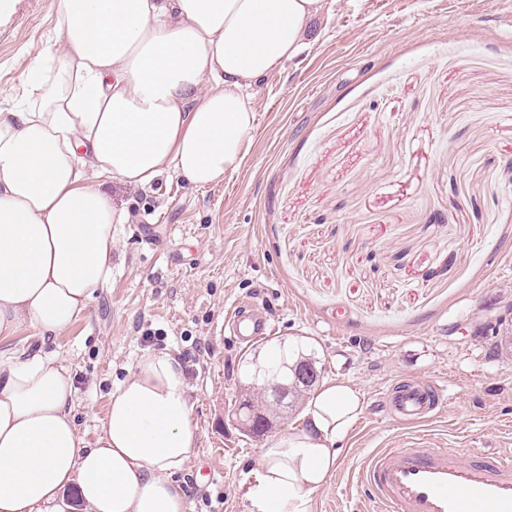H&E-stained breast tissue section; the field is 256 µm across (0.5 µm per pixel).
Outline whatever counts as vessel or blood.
Here are the masks:
<instances>
[{
  "mask_svg": "<svg viewBox=\"0 0 512 512\" xmlns=\"http://www.w3.org/2000/svg\"><path fill=\"white\" fill-rule=\"evenodd\" d=\"M239 343L273 330L265 313L237 306L224 322ZM445 401L439 387L402 381L385 394L383 407L398 423L415 426L437 417ZM361 498L378 512H512V460L476 457L464 448H432L415 439L407 448L371 454L355 475Z\"/></svg>",
  "mask_w": 512,
  "mask_h": 512,
  "instance_id": "vessel-or-blood-1",
  "label": "vessel or blood"
}]
</instances>
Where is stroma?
Returning <instances> with one entry per match:
<instances>
[{
	"mask_svg": "<svg viewBox=\"0 0 512 512\" xmlns=\"http://www.w3.org/2000/svg\"><path fill=\"white\" fill-rule=\"evenodd\" d=\"M55 13L56 0H19L0 27V92L23 96L29 57L60 38ZM248 103L255 128L222 184L106 183L129 214L110 283L64 334L21 330L0 356L57 354L91 443L137 358L175 355L198 427L186 512H250L270 435L232 420L241 365L283 340L364 402L309 512H355L353 472L414 433L512 451V354L492 355L484 329L512 298V0H325L304 50ZM243 301L274 326L248 346L224 331ZM399 379L440 387L445 410L412 430L384 418Z\"/></svg>",
	"mask_w": 512,
	"mask_h": 512,
	"instance_id": "stroma-1",
	"label": "stroma"
}]
</instances>
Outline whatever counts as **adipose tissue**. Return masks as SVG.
I'll return each mask as SVG.
<instances>
[{"label":"adipose tissue","mask_w":512,"mask_h":512,"mask_svg":"<svg viewBox=\"0 0 512 512\" xmlns=\"http://www.w3.org/2000/svg\"><path fill=\"white\" fill-rule=\"evenodd\" d=\"M323 3L57 0L59 41L30 60L26 98L0 107V337L65 333L110 282L127 214L105 181L142 189L173 171L207 187L241 167L245 92L299 55ZM74 394L55 354L0 359V512H64L72 485L84 512H185L198 429L177 358L140 356L93 445ZM362 411L348 382L321 383L262 452L258 512H307Z\"/></svg>","instance_id":"1"}]
</instances>
